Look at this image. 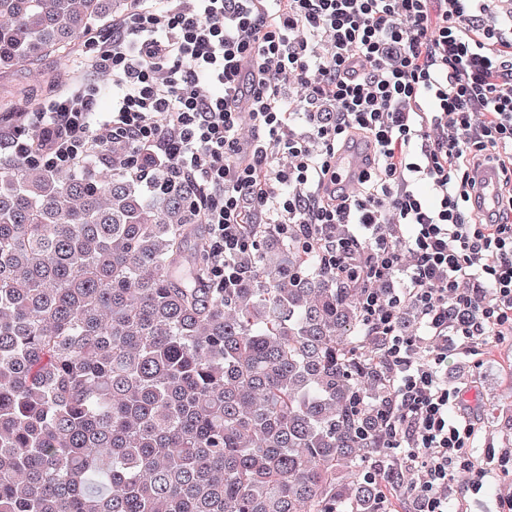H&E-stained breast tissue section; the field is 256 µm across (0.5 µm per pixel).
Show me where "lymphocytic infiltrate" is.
Here are the masks:
<instances>
[{
	"label": "lymphocytic infiltrate",
	"instance_id": "lymphocytic-infiltrate-1",
	"mask_svg": "<svg viewBox=\"0 0 512 512\" xmlns=\"http://www.w3.org/2000/svg\"><path fill=\"white\" fill-rule=\"evenodd\" d=\"M136 5L93 62L119 89L111 112L98 114L91 82L41 102L27 115L37 163L69 170L116 134L155 148L199 188L222 288L243 278L247 225L318 228L339 272L371 281L363 305L396 372L385 443L421 473L417 512H448L463 474L479 492L475 425L444 367L449 343L512 337V194L491 215L472 202L480 165L512 182V19L489 21L488 0ZM355 135L372 153L340 193L333 161ZM422 181L433 203L414 191ZM344 224L371 235H337ZM400 271L398 295L384 284ZM407 305L423 339L396 327Z\"/></svg>",
	"mask_w": 512,
	"mask_h": 512
}]
</instances>
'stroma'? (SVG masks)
<instances>
[{
  "instance_id": "35a3bbf8",
  "label": "stroma",
  "mask_w": 512,
  "mask_h": 512,
  "mask_svg": "<svg viewBox=\"0 0 512 512\" xmlns=\"http://www.w3.org/2000/svg\"><path fill=\"white\" fill-rule=\"evenodd\" d=\"M111 39V25L98 27L78 46L75 63L67 66L59 56H46L27 69L0 72V89H22L25 97L18 108L29 112L37 100L47 96L50 78L62 77V86L66 89L86 79L101 89L99 111H111L112 98L108 94L112 87L111 76L106 71L93 72L88 68L100 47ZM448 384L468 387L470 396L477 399L473 411L477 434L472 455L476 466L489 471L479 495H471L467 489L468 479L462 476L449 497L459 512H497L501 501L512 498V474L502 472L497 464L498 456L512 449V341L507 339L496 346L480 348L475 355L449 350Z\"/></svg>"
}]
</instances>
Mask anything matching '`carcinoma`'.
<instances>
[{
    "instance_id": "cac0c4a2",
    "label": "carcinoma",
    "mask_w": 512,
    "mask_h": 512,
    "mask_svg": "<svg viewBox=\"0 0 512 512\" xmlns=\"http://www.w3.org/2000/svg\"><path fill=\"white\" fill-rule=\"evenodd\" d=\"M124 0H0V70ZM191 181L122 137L0 159V512H383L391 373L299 224L209 277Z\"/></svg>"
}]
</instances>
